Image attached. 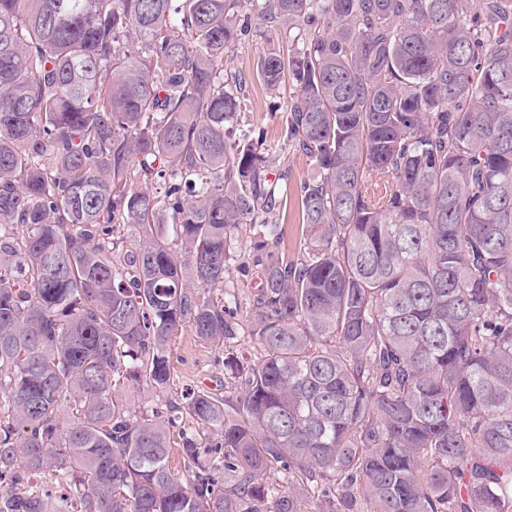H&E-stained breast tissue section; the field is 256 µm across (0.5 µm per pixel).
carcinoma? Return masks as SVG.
<instances>
[{
	"label": "carcinoma",
	"instance_id": "obj_1",
	"mask_svg": "<svg viewBox=\"0 0 512 512\" xmlns=\"http://www.w3.org/2000/svg\"><path fill=\"white\" fill-rule=\"evenodd\" d=\"M0 512H512V0H0ZM252 30L254 31L253 36L250 35L249 41L239 44L232 54L233 65L242 76L241 96L244 97L238 117L234 120L233 131L238 136L244 132L248 134L253 129L256 131L260 129L261 132H264L265 144L263 147L269 145L282 147L281 155L284 153V156L290 160L291 181L293 182L306 176L309 168L302 156L292 155V150L290 151L288 146L284 145L286 143L283 140L286 126L285 112L279 109L277 102L282 100L283 95L288 96L289 86L288 83L283 84L280 95L270 94L259 80L256 73L257 62L269 46V42L267 37L256 32L254 23ZM237 264V262L233 263L232 274L229 278L228 288H231L230 290L235 292L243 301L245 300V297L250 295V293L254 291V288L257 287L258 280L255 274L252 275V271L248 276H242L238 269H236ZM171 380L169 387L162 392H155L144 387L141 390L128 392L127 399L131 404L150 407L155 403L172 401L183 403L188 394L199 386L211 389L224 382V358L222 350L204 345L186 325L172 336L169 346Z\"/></svg>",
	"mask_w": 512,
	"mask_h": 512
}]
</instances>
